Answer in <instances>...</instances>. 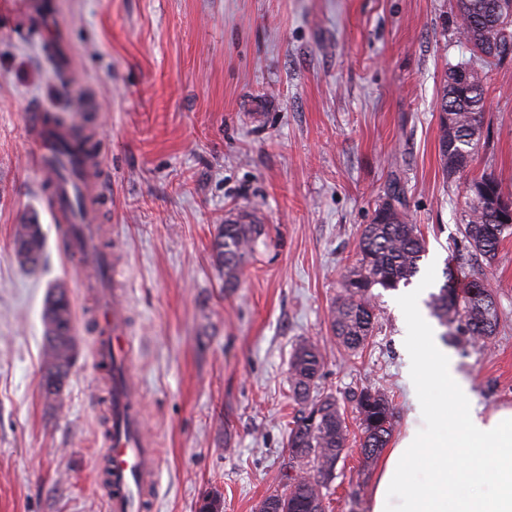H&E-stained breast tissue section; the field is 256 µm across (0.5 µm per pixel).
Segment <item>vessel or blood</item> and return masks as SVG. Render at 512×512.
<instances>
[{
  "mask_svg": "<svg viewBox=\"0 0 512 512\" xmlns=\"http://www.w3.org/2000/svg\"><path fill=\"white\" fill-rule=\"evenodd\" d=\"M46 108H30L25 116L28 128L35 132L38 147V167L48 184L46 205L57 222L75 225L76 233L67 249L71 264L88 273L90 285L101 288L97 312L100 329L111 336L110 344H97L95 362L105 360L107 353L123 354L127 348L123 317L114 297L103 285L110 275L111 258L97 248V228L89 221L88 209L78 208L77 196L101 198L104 194L100 179L94 178L100 169L99 155L85 156L74 146L66 128L47 124ZM112 437L106 450L110 460V487L104 495L108 512H130L134 490H145L155 465V455L146 438L140 420L139 405L127 383H120L112 401Z\"/></svg>",
  "mask_w": 512,
  "mask_h": 512,
  "instance_id": "1",
  "label": "vessel or blood"
}]
</instances>
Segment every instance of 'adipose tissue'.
<instances>
[{"label": "adipose tissue", "instance_id": "1", "mask_svg": "<svg viewBox=\"0 0 512 512\" xmlns=\"http://www.w3.org/2000/svg\"><path fill=\"white\" fill-rule=\"evenodd\" d=\"M411 367L410 428L376 476L370 512H512V409L489 412L403 299Z\"/></svg>", "mask_w": 512, "mask_h": 512}]
</instances>
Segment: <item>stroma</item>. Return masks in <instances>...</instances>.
Returning <instances> with one entry per match:
<instances>
[{
	"label": "stroma",
	"mask_w": 512,
	"mask_h": 512,
	"mask_svg": "<svg viewBox=\"0 0 512 512\" xmlns=\"http://www.w3.org/2000/svg\"><path fill=\"white\" fill-rule=\"evenodd\" d=\"M40 0H0V512H106L97 305L66 260L45 204L28 106L100 135L106 196L97 206L128 323L133 387L156 462L141 512H256L288 461L298 343L323 352L318 392L357 428L355 394L393 402L409 425L404 317L428 305L464 257L462 180L439 156L438 98L460 46L452 0H53L68 61L44 56ZM486 143L472 169L512 192V59L488 84ZM425 236L411 284L381 292L366 348L347 356L330 314L363 225L389 188ZM254 213L265 233L236 287L209 242ZM36 216L40 268L13 258L16 224ZM500 324L489 343L451 344L485 410L512 408V238L490 268ZM65 283L77 359L47 401L42 313ZM376 466L357 444L337 462L330 512H369Z\"/></svg>",
	"instance_id": "stroma-1"
}]
</instances>
